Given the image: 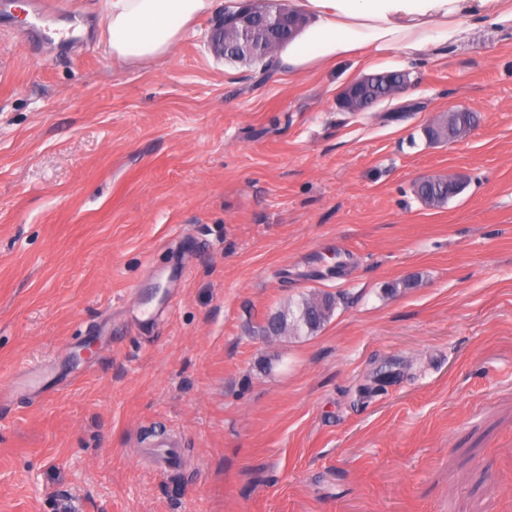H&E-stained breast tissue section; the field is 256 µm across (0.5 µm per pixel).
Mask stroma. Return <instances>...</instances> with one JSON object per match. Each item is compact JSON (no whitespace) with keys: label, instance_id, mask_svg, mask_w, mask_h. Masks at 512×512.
<instances>
[{"label":"stroma","instance_id":"stroma-1","mask_svg":"<svg viewBox=\"0 0 512 512\" xmlns=\"http://www.w3.org/2000/svg\"><path fill=\"white\" fill-rule=\"evenodd\" d=\"M34 2L0 10V512H512V24L287 79L213 52L220 7L134 67L100 0L30 48ZM385 70L408 90L338 109ZM314 291L322 329L259 335ZM366 85H368L367 82L358 79L351 86L342 90L338 100L343 111L364 112L374 105L365 95ZM439 176L446 177L448 181L432 177L422 180L415 185V193L425 205L441 207L448 202V195L453 197L462 191V187H448V183L460 184L455 174Z\"/></svg>","mask_w":512,"mask_h":512}]
</instances>
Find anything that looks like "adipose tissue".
Listing matches in <instances>:
<instances>
[{"label": "adipose tissue", "mask_w": 512, "mask_h": 512, "mask_svg": "<svg viewBox=\"0 0 512 512\" xmlns=\"http://www.w3.org/2000/svg\"><path fill=\"white\" fill-rule=\"evenodd\" d=\"M308 22L273 58L288 77L358 54L420 51L453 39L472 10L512 23V0H290ZM214 0H103L105 55L134 66L173 56Z\"/></svg>", "instance_id": "ef3b65f1"}]
</instances>
